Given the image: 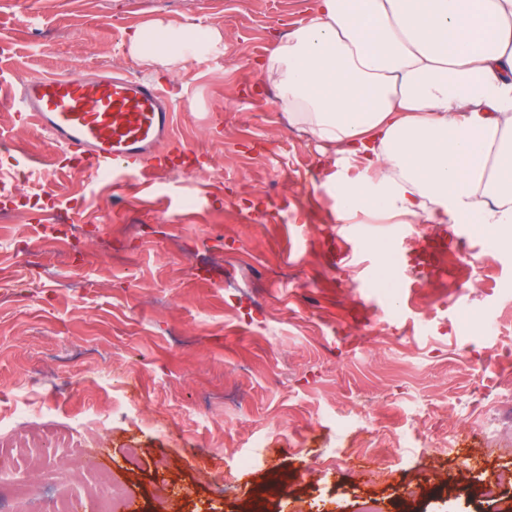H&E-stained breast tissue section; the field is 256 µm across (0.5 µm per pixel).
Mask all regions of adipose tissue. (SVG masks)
Returning <instances> with one entry per match:
<instances>
[{
  "instance_id": "1",
  "label": "adipose tissue",
  "mask_w": 512,
  "mask_h": 512,
  "mask_svg": "<svg viewBox=\"0 0 512 512\" xmlns=\"http://www.w3.org/2000/svg\"><path fill=\"white\" fill-rule=\"evenodd\" d=\"M128 44L171 67L224 35L158 23ZM257 68L277 111L361 165L337 183V221L440 217L512 243V0H317Z\"/></svg>"
}]
</instances>
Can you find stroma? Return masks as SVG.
I'll use <instances>...</instances> for the list:
<instances>
[{"mask_svg": "<svg viewBox=\"0 0 512 512\" xmlns=\"http://www.w3.org/2000/svg\"><path fill=\"white\" fill-rule=\"evenodd\" d=\"M314 3L0 0V205L40 204L0 224V418L17 440L30 418L64 432L127 484L122 512H166L162 483L176 512H500L475 488L512 469L486 448L512 441V248H490L488 275L410 298L389 267L434 225H362L369 282L324 264L336 167L253 67ZM199 20L223 31L222 54L151 71L129 50L130 28ZM82 71L146 77L177 101L151 189L74 171L18 120L20 78ZM55 217L89 225L82 258L18 293L28 266L8 242L63 249ZM133 224L149 237L128 278L110 242ZM355 291L391 306L356 322Z\"/></svg>", "mask_w": 512, "mask_h": 512, "instance_id": "35a3bbf8", "label": "stroma"}]
</instances>
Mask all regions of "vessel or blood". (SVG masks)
<instances>
[{
    "instance_id": "obj_1",
    "label": "vessel or blood",
    "mask_w": 512,
    "mask_h": 512,
    "mask_svg": "<svg viewBox=\"0 0 512 512\" xmlns=\"http://www.w3.org/2000/svg\"><path fill=\"white\" fill-rule=\"evenodd\" d=\"M11 100L22 120L96 177L134 172L141 186H151L157 150L173 136L175 105L144 78L81 72L33 76L13 90ZM358 235L357 225H344L341 245L328 253V263L340 266L359 257ZM471 235L468 225L452 224L437 233L436 243L455 255Z\"/></svg>"
}]
</instances>
